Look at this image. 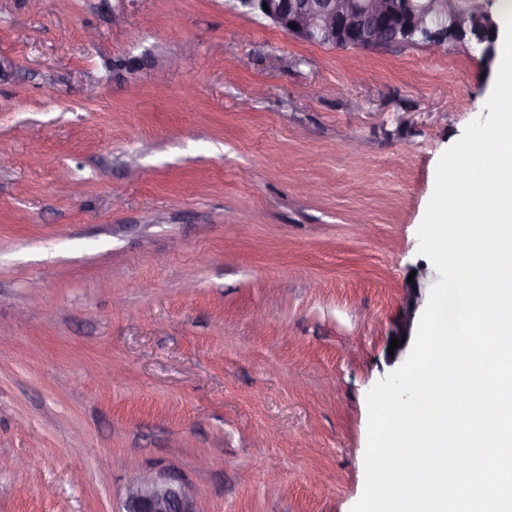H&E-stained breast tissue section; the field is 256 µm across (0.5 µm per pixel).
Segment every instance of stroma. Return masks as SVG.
<instances>
[{
  "instance_id": "35a3bbf8",
  "label": "stroma",
  "mask_w": 512,
  "mask_h": 512,
  "mask_svg": "<svg viewBox=\"0 0 512 512\" xmlns=\"http://www.w3.org/2000/svg\"><path fill=\"white\" fill-rule=\"evenodd\" d=\"M467 44L342 50L231 0H0V512H351ZM78 191L61 192L59 174ZM122 512H198L186 484L176 475L145 473L127 491Z\"/></svg>"
}]
</instances>
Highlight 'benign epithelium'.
Wrapping results in <instances>:
<instances>
[{
	"instance_id": "benign-epithelium-1",
	"label": "benign epithelium",
	"mask_w": 512,
	"mask_h": 512,
	"mask_svg": "<svg viewBox=\"0 0 512 512\" xmlns=\"http://www.w3.org/2000/svg\"><path fill=\"white\" fill-rule=\"evenodd\" d=\"M472 0H236L244 14L258 16L301 41L339 49H382L401 41H422L440 52L451 42L467 43L489 66L496 57L499 25ZM422 304L417 285L407 284L389 338L404 340L388 357L401 360L412 339ZM122 512H198L186 484L176 475L145 473L127 491Z\"/></svg>"
}]
</instances>
